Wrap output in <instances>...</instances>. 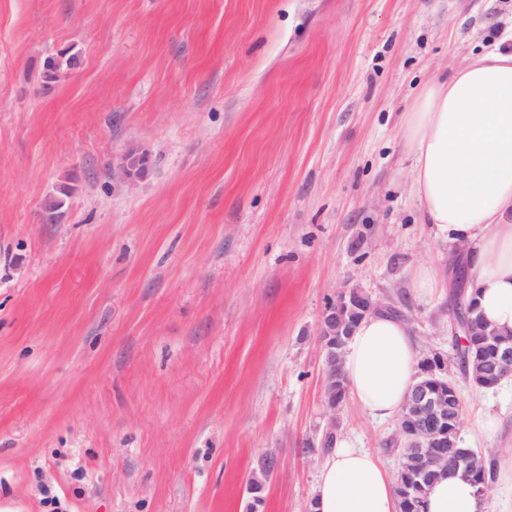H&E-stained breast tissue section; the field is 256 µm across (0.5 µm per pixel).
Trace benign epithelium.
I'll return each instance as SVG.
<instances>
[{
    "instance_id": "1",
    "label": "benign epithelium",
    "mask_w": 512,
    "mask_h": 512,
    "mask_svg": "<svg viewBox=\"0 0 512 512\" xmlns=\"http://www.w3.org/2000/svg\"><path fill=\"white\" fill-rule=\"evenodd\" d=\"M141 161L139 153H127L112 169V176L120 180L138 177ZM378 313L401 315L395 305L357 285L344 287L324 305L319 342L324 357L323 403L329 421L321 436L323 448L335 443L339 427L337 414L348 394L336 364L344 354L356 324ZM460 332L477 337L481 348L482 357L474 365V381L486 377L502 381L512 377V339L504 338L502 330L466 316L453 322V334ZM420 366V380L406 398L397 425V437L392 444L402 450L413 448L419 456L416 467L411 469L402 464L398 468L395 489L401 499L413 497L421 491L423 483L441 473L459 470L475 473L485 464L484 455L458 447L459 429L448 408L450 392L454 391L448 381V359L438 353L426 354Z\"/></svg>"
}]
</instances>
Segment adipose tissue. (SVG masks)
I'll return each instance as SVG.
<instances>
[{
	"mask_svg": "<svg viewBox=\"0 0 512 512\" xmlns=\"http://www.w3.org/2000/svg\"><path fill=\"white\" fill-rule=\"evenodd\" d=\"M421 212L438 235L465 244L468 294L512 331V49L494 48L422 88L403 116ZM420 352L405 321H360L343 358L352 399L374 420L400 416L418 382ZM471 481L442 474L427 512H476ZM315 512H399L394 483L373 453L338 443L314 488Z\"/></svg>",
	"mask_w": 512,
	"mask_h": 512,
	"instance_id": "1",
	"label": "adipose tissue"
}]
</instances>
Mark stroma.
I'll list each match as a JSON object with an SVG mask.
<instances>
[{"label":"stroma","instance_id":"obj_1","mask_svg":"<svg viewBox=\"0 0 512 512\" xmlns=\"http://www.w3.org/2000/svg\"><path fill=\"white\" fill-rule=\"evenodd\" d=\"M511 35L512 0H0V512H309L320 318L355 284L447 358L461 447L512 460V379L471 387L450 283L413 288L455 247L401 130ZM64 48L80 65L44 83ZM132 149L143 177L113 180ZM339 420L396 474V421Z\"/></svg>","mask_w":512,"mask_h":512}]
</instances>
